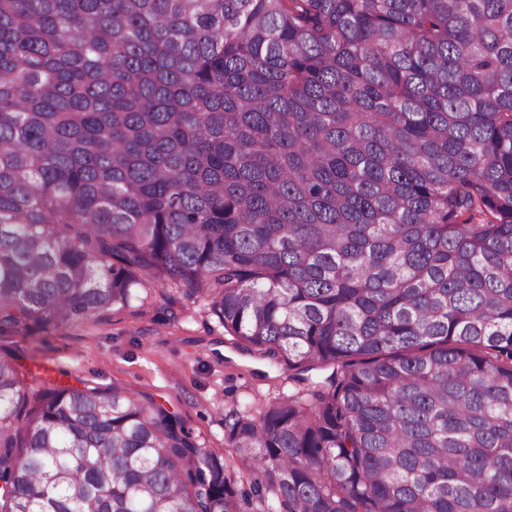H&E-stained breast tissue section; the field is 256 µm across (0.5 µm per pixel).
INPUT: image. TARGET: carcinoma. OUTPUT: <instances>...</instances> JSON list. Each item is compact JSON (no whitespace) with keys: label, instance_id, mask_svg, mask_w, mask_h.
I'll return each mask as SVG.
<instances>
[{"label":"carcinoma","instance_id":"cac0c4a2","mask_svg":"<svg viewBox=\"0 0 512 512\" xmlns=\"http://www.w3.org/2000/svg\"><path fill=\"white\" fill-rule=\"evenodd\" d=\"M146 282L326 385L228 464L0 354V512H512V0H0V329Z\"/></svg>","mask_w":512,"mask_h":512}]
</instances>
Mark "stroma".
<instances>
[{
  "label": "stroma",
  "mask_w": 512,
  "mask_h": 512,
  "mask_svg": "<svg viewBox=\"0 0 512 512\" xmlns=\"http://www.w3.org/2000/svg\"><path fill=\"white\" fill-rule=\"evenodd\" d=\"M32 388L118 385L174 412L200 448L228 457L224 420L288 391L309 389L317 372L292 379L280 362L236 346L207 301L152 283L129 305L61 327L0 332Z\"/></svg>",
  "instance_id": "1"
}]
</instances>
